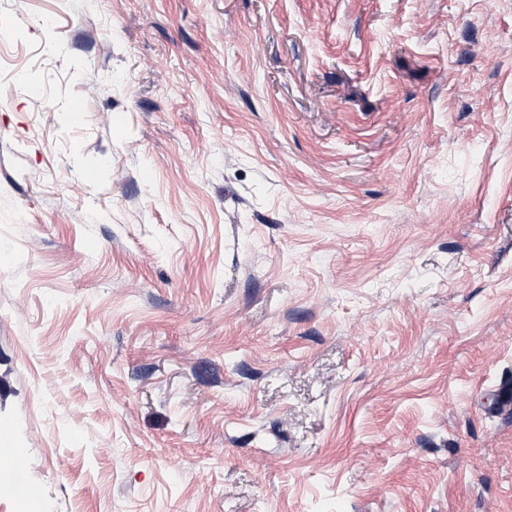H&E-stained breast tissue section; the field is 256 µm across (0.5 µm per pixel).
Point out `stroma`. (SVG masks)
<instances>
[{
    "mask_svg": "<svg viewBox=\"0 0 512 512\" xmlns=\"http://www.w3.org/2000/svg\"><path fill=\"white\" fill-rule=\"evenodd\" d=\"M22 2L0 512H512V0ZM21 476L22 468L20 464L10 462L0 466V482H7L14 488L18 506H23L30 497L37 493V487L25 483Z\"/></svg>",
    "mask_w": 512,
    "mask_h": 512,
    "instance_id": "35a3bbf8",
    "label": "stroma"
}]
</instances>
